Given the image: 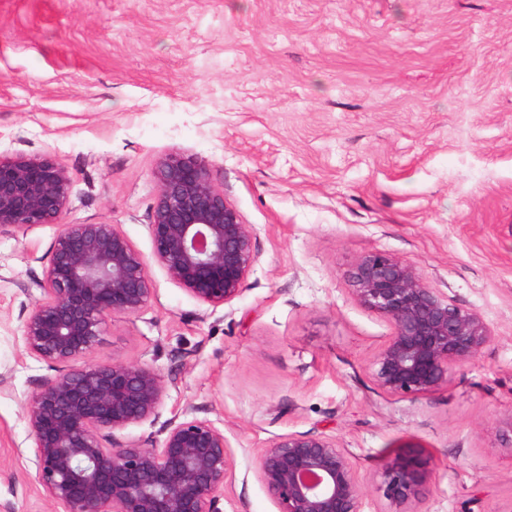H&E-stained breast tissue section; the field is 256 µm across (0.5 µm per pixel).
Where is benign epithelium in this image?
<instances>
[{
  "mask_svg": "<svg viewBox=\"0 0 512 512\" xmlns=\"http://www.w3.org/2000/svg\"><path fill=\"white\" fill-rule=\"evenodd\" d=\"M155 178L151 257L115 224H60L36 283L42 298L23 321L26 350L57 372L31 395L25 418L36 481L64 512H221L231 457L224 431L175 415L158 444L115 441L116 432L158 418L169 381L145 364L89 361L108 318L136 316L148 305L150 265L217 308L242 294L255 261L252 226L204 165L169 155ZM70 188L67 171L47 156L0 154V232L56 223ZM348 276L359 304L392 328L371 368L386 393L416 398L446 387L492 340L477 311L440 294L399 257L368 253ZM257 465L277 512H360L365 484L332 436H279L260 450ZM431 479L429 462L396 453L375 490L401 508Z\"/></svg>",
  "mask_w": 512,
  "mask_h": 512,
  "instance_id": "benign-epithelium-1",
  "label": "benign epithelium"
}]
</instances>
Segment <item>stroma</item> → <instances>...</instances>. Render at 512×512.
<instances>
[{
    "instance_id": "35a3bbf8",
    "label": "stroma",
    "mask_w": 512,
    "mask_h": 512,
    "mask_svg": "<svg viewBox=\"0 0 512 512\" xmlns=\"http://www.w3.org/2000/svg\"><path fill=\"white\" fill-rule=\"evenodd\" d=\"M0 153L51 156L71 178L58 224L117 225L145 255L172 154L254 229L230 304L154 265L147 307L108 319L92 362L172 381L159 418L117 441L213 422L231 451L221 512H276L256 455L291 432L352 454L362 512H387L375 485L397 450L433 468L415 512H512V0H0ZM58 224L0 233V512H64L25 419L56 371L22 340ZM371 251L488 325L448 387L375 384L391 327L347 278Z\"/></svg>"
}]
</instances>
